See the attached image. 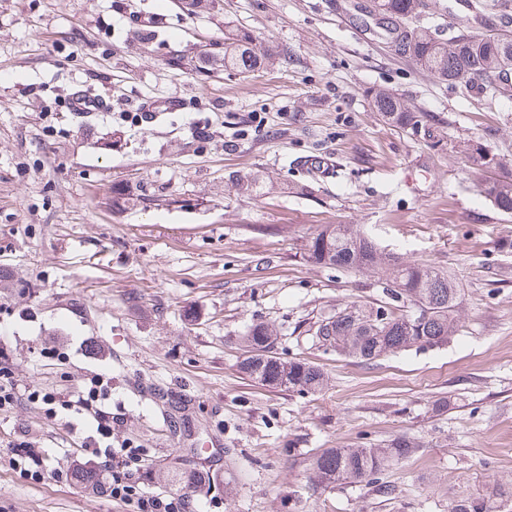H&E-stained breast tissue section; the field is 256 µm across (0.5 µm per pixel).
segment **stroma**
<instances>
[{
    "label": "stroma",
    "instance_id": "35a3bbf8",
    "mask_svg": "<svg viewBox=\"0 0 512 512\" xmlns=\"http://www.w3.org/2000/svg\"><path fill=\"white\" fill-rule=\"evenodd\" d=\"M442 37L512 32V0H425ZM371 0H0V376L54 397L0 408V512H130L69 477L92 418L66 409L102 381L112 444L140 448L142 487H199L203 512H448V494L512 482V213L481 197L465 141L512 160V76L443 82L380 35ZM242 30L264 62L206 53ZM111 103L73 112L76 90ZM389 91L431 115L418 134L374 107ZM333 158L334 177L302 162ZM323 224L450 272L448 344L372 363L313 345L323 316L375 305L377 273L307 262ZM273 324L275 351L327 375L316 395L238 364ZM447 398L437 414L433 404ZM24 436L48 459L9 463ZM421 448L367 483L313 488L316 448ZM8 448L13 466L35 481L45 478L47 458L36 453L28 441L17 438L9 444Z\"/></svg>",
    "mask_w": 512,
    "mask_h": 512
}]
</instances>
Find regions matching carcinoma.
<instances>
[{"mask_svg": "<svg viewBox=\"0 0 512 512\" xmlns=\"http://www.w3.org/2000/svg\"><path fill=\"white\" fill-rule=\"evenodd\" d=\"M384 4L387 11L384 31L393 36L403 53L441 81L452 82L463 75L469 82H488L498 68L512 63V35L487 34L476 47L469 36L442 40L427 27H402L404 21L422 14L425 0H384ZM209 57L221 61L224 69L238 73L249 72L261 62L251 48L250 36L244 32L224 37V51H213ZM374 107L389 123L413 134L431 121L429 114L408 110L391 93L377 94ZM505 167V162H497L493 166L495 173L480 181L479 192L498 210L509 213L512 172L501 173ZM304 257L315 264L347 272L381 270L387 281V287L382 289V304L370 309L357 303L349 306L362 318L373 320V328L354 322L351 314L340 310L314 326L312 338L318 347L371 363L414 347H439L455 335L461 298L455 279L428 264L401 261L378 251L356 225H324L308 239ZM401 302L419 311V315L415 317L412 312L398 308ZM277 340L273 325H251L243 337L249 356L241 360L240 370L272 389L285 388L301 394L324 389L327 376L319 366L306 359H286L270 352ZM417 448L406 437L391 441L385 448H323L309 456L307 471L310 481L323 489L338 483L365 481L379 495L388 497L393 494V487L381 475L410 457ZM448 512H512V485L489 480L476 493L463 491L450 495Z\"/></svg>", "mask_w": 512, "mask_h": 512, "instance_id": "carcinoma-1", "label": "carcinoma"}]
</instances>
